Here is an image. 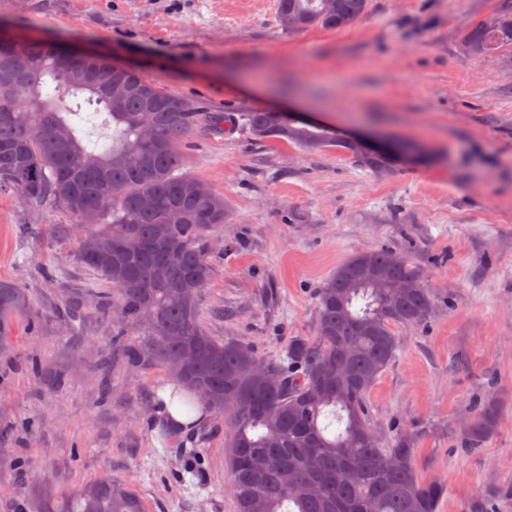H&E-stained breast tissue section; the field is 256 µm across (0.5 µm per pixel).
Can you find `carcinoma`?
<instances>
[{"label": "carcinoma", "instance_id": "cac0c4a2", "mask_svg": "<svg viewBox=\"0 0 512 512\" xmlns=\"http://www.w3.org/2000/svg\"><path fill=\"white\" fill-rule=\"evenodd\" d=\"M368 0H276L287 32L343 29ZM495 25L477 23L464 51L487 56L512 45V0H500ZM96 104L112 128L106 142L83 141L70 117L78 99ZM241 130L259 142H291L310 153L337 147L376 177L397 156L373 153L321 126L274 113H242ZM153 129L152 138L142 135ZM235 129L225 112H200L141 74L107 59L69 60L51 44L20 43L0 55V192L61 206L80 224L79 262L115 290L122 318H153L149 351L217 413L227 414L225 459L238 512H438L448 493L418 478L417 434L385 448L365 434L367 394L396 356L395 328L427 323L433 296L421 268L389 249L357 252L317 292L312 336H295L284 353L262 359L246 343L217 340L201 320L200 294L215 276L210 247L228 218L224 197L183 171L182 148L199 128ZM27 307L23 289L0 280V342ZM492 397L471 407L460 436L467 451L495 434ZM40 512H146L122 481L98 480Z\"/></svg>", "mask_w": 512, "mask_h": 512}]
</instances>
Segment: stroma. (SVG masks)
<instances>
[{
    "instance_id": "35a3bbf8",
    "label": "stroma",
    "mask_w": 512,
    "mask_h": 512,
    "mask_svg": "<svg viewBox=\"0 0 512 512\" xmlns=\"http://www.w3.org/2000/svg\"><path fill=\"white\" fill-rule=\"evenodd\" d=\"M275 4L0 0V29L134 68L208 112L290 109L419 145L420 160L378 178L334 147L193 133L184 169L229 207L203 321L272 357L314 334L317 291L353 253L407 257L433 312L398 328L368 418L386 446L418 434L419 478L448 488L441 512H512V45L475 57L460 44L498 0H368L350 28L295 33ZM73 225L54 204L0 194V279L30 304L0 351V512L101 479L129 483L147 512H237L223 416L175 431L157 415L173 376L78 263ZM488 395L498 430L464 451L471 403Z\"/></svg>"
}]
</instances>
